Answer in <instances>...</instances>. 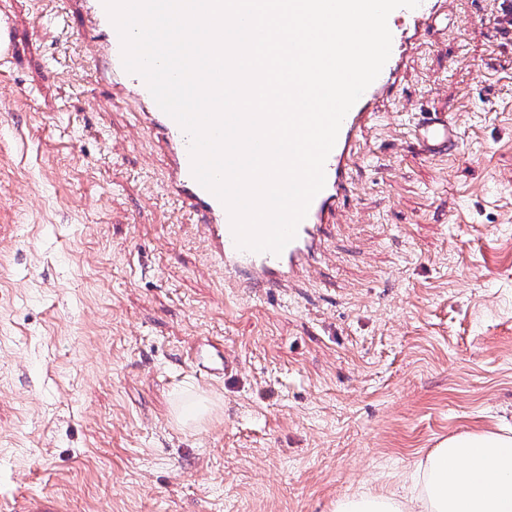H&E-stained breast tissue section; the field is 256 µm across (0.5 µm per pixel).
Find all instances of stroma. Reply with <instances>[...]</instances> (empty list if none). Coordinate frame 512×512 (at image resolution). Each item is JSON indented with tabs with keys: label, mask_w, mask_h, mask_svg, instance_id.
Here are the masks:
<instances>
[{
	"label": "stroma",
	"mask_w": 512,
	"mask_h": 512,
	"mask_svg": "<svg viewBox=\"0 0 512 512\" xmlns=\"http://www.w3.org/2000/svg\"><path fill=\"white\" fill-rule=\"evenodd\" d=\"M48 0H0V512H334L448 437L512 433V38L421 36L314 272L234 288L168 160ZM447 112L433 158L399 113ZM235 362L201 382L185 349ZM18 34L9 15L0 14V62H11L14 59Z\"/></svg>",
	"instance_id": "obj_1"
}]
</instances>
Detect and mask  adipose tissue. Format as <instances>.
Wrapping results in <instances>:
<instances>
[{
  "instance_id": "obj_1",
  "label": "adipose tissue",
  "mask_w": 512,
  "mask_h": 512,
  "mask_svg": "<svg viewBox=\"0 0 512 512\" xmlns=\"http://www.w3.org/2000/svg\"><path fill=\"white\" fill-rule=\"evenodd\" d=\"M335 512H512V435L448 438L417 461L407 490L344 495Z\"/></svg>"
}]
</instances>
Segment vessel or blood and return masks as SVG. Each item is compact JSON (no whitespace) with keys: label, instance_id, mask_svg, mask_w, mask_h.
<instances>
[{"label":"vessel or blood","instance_id":"vessel-or-blood-1","mask_svg":"<svg viewBox=\"0 0 512 512\" xmlns=\"http://www.w3.org/2000/svg\"><path fill=\"white\" fill-rule=\"evenodd\" d=\"M59 14L64 24L79 20L82 37L92 45V58L101 76L115 93L132 102L141 112L150 135L166 148L169 180L166 193L179 208L197 217L211 254L219 261L226 279L244 288L259 291L289 287L303 272L321 261L325 230L337 209L349 197L352 164L364 154L360 141L363 129L375 118L376 105L388 95L414 41L448 13L444 0H421L414 9L400 7L388 17L392 35L391 53L379 76L365 90L345 116L336 144L328 155L324 171L325 186L314 197L295 238L281 254L238 249L230 216L221 201L201 186L192 175L189 138L178 123L162 111L141 76L126 72L122 63L119 35L112 25L103 0H63ZM18 34L9 15L0 14V62L14 58ZM411 134L422 151L432 157L456 155L460 133L447 113L414 108ZM191 358L197 372L210 378L223 377L231 362L221 350L199 347Z\"/></svg>","mask_w":512,"mask_h":512}]
</instances>
